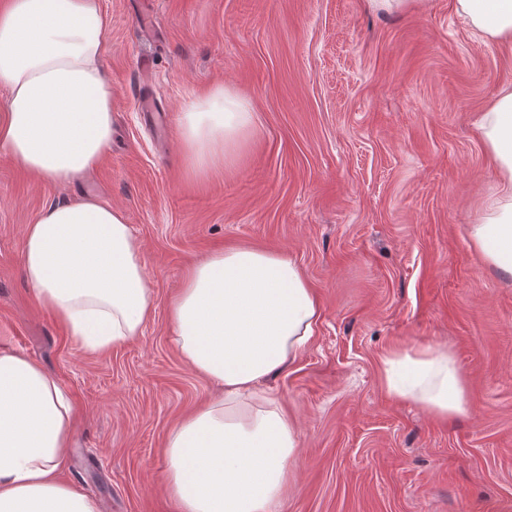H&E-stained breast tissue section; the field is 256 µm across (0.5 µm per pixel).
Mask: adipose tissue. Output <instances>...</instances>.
I'll list each match as a JSON object with an SVG mask.
<instances>
[{
    "label": "adipose tissue",
    "instance_id": "ef3b65f1",
    "mask_svg": "<svg viewBox=\"0 0 512 512\" xmlns=\"http://www.w3.org/2000/svg\"><path fill=\"white\" fill-rule=\"evenodd\" d=\"M484 42L512 47V0H455ZM101 0H7L0 8V152L54 183L84 179L112 147V81ZM495 173L470 247L512 276V84L474 123ZM253 127L250 102L218 85L182 116L193 171L233 162ZM23 270L34 300L85 350L141 335L154 292L125 213L91 196L45 207L26 225ZM320 302L290 255L237 245L197 263L170 308L171 341L224 394L179 420L165 444L176 512H279L300 450L295 420L267 380L314 334ZM382 385L438 421L468 411L466 377L447 347L386 350ZM71 407L31 358L0 350V512H99L60 478Z\"/></svg>",
    "mask_w": 512,
    "mask_h": 512
}]
</instances>
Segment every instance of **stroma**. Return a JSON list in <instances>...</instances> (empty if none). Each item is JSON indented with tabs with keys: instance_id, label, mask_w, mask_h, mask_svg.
Listing matches in <instances>:
<instances>
[{
	"instance_id": "35a3bbf8",
	"label": "stroma",
	"mask_w": 512,
	"mask_h": 512,
	"mask_svg": "<svg viewBox=\"0 0 512 512\" xmlns=\"http://www.w3.org/2000/svg\"><path fill=\"white\" fill-rule=\"evenodd\" d=\"M102 7L111 151L73 184L0 155V349L36 361L73 403L63 481L103 512H175L167 434L217 390L172 344L169 306L196 262L248 244L294 256L321 303L309 346L269 380L301 444L281 512H512V278L466 234L494 185L474 121L512 82V50L478 39L454 0L395 13L153 0L149 42L142 0ZM218 84L250 101L256 135L234 165L197 176L179 124ZM84 194L125 213L155 292L142 334L99 352L33 300L21 267L25 225ZM429 342L468 383V414L445 423L389 397L379 373L386 349Z\"/></svg>"
}]
</instances>
